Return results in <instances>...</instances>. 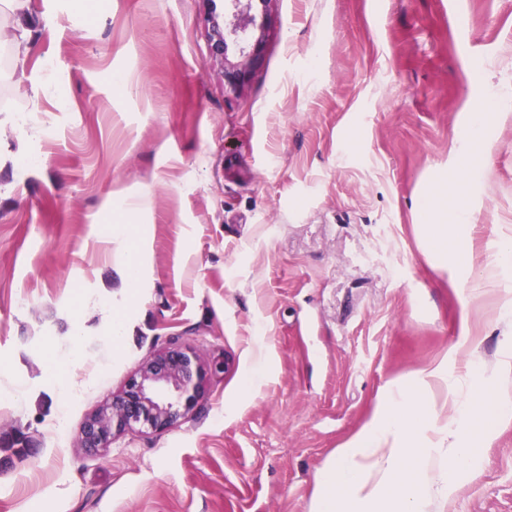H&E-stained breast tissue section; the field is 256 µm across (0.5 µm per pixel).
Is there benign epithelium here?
Listing matches in <instances>:
<instances>
[{"label":"benign epithelium","mask_w":512,"mask_h":512,"mask_svg":"<svg viewBox=\"0 0 512 512\" xmlns=\"http://www.w3.org/2000/svg\"><path fill=\"white\" fill-rule=\"evenodd\" d=\"M273 0H225L224 16L210 18V52L223 69L224 88L237 92L261 60ZM206 370L190 349L170 348L147 359L127 388L90 415L85 448H107L125 431H158L188 412L206 384Z\"/></svg>","instance_id":"1"}]
</instances>
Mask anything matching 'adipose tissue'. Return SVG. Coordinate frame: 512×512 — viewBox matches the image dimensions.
Instances as JSON below:
<instances>
[{"label":"adipose tissue","mask_w":512,"mask_h":512,"mask_svg":"<svg viewBox=\"0 0 512 512\" xmlns=\"http://www.w3.org/2000/svg\"><path fill=\"white\" fill-rule=\"evenodd\" d=\"M464 191L462 182L448 180L416 210L426 251L442 267L466 269L473 260L470 249L448 241L465 210L443 203ZM460 329L466 375L452 378L443 360L418 373L413 385L382 391L370 419L320 468L311 512H439L471 455L465 434L473 423H482L487 442L512 421V345L489 366L469 345V314H462Z\"/></svg>","instance_id":"1"}]
</instances>
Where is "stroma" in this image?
I'll list each match as a JSON object with an SVG mask.
<instances>
[{"label":"stroma","instance_id":"35a3bbf8","mask_svg":"<svg viewBox=\"0 0 512 512\" xmlns=\"http://www.w3.org/2000/svg\"><path fill=\"white\" fill-rule=\"evenodd\" d=\"M223 11L19 0L0 18V438L25 446L0 451V512H310L384 388L463 366L468 294L415 210L460 179L476 268L512 241V0H272L235 94L207 37ZM471 336L494 364L512 316ZM173 346L209 372L189 415L82 448L86 416ZM467 436L441 512H512V423ZM492 108L493 102L486 100L484 104L478 107L475 112L471 113V121L464 127L459 128L455 132V139L458 144L464 145L469 143L472 139L478 137L481 133L485 117L489 114L482 112L483 108Z\"/></svg>","mask_w":512,"mask_h":512}]
</instances>
